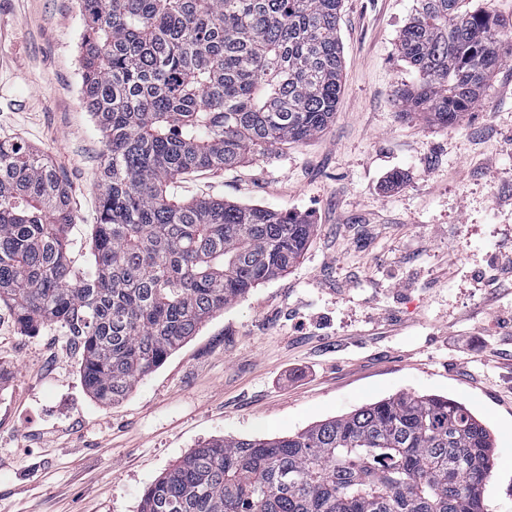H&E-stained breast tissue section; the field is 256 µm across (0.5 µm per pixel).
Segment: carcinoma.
<instances>
[{
    "instance_id": "carcinoma-1",
    "label": "carcinoma",
    "mask_w": 512,
    "mask_h": 512,
    "mask_svg": "<svg viewBox=\"0 0 512 512\" xmlns=\"http://www.w3.org/2000/svg\"><path fill=\"white\" fill-rule=\"evenodd\" d=\"M78 2L81 95L104 138L94 264H70L69 189L48 157L0 141V303L29 331L67 329L85 389L111 405L301 257L308 216L170 188L331 123L342 0ZM415 2L399 50L417 83L398 104L452 126L512 61V26L462 0ZM492 448L466 406L403 392L294 434L212 439L140 512H487Z\"/></svg>"
}]
</instances>
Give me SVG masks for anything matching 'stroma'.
Segmentation results:
<instances>
[{
	"mask_svg": "<svg viewBox=\"0 0 512 512\" xmlns=\"http://www.w3.org/2000/svg\"><path fill=\"white\" fill-rule=\"evenodd\" d=\"M414 0H343L336 115L303 144L184 175L205 197L309 216L287 272L210 318L122 401L97 402L65 329L28 335L0 306V512H139L156 478L224 436L270 438L410 392L491 430L488 512H512V63L444 128L397 106L415 74ZM78 0H0V140L69 187L75 266L91 263L103 136L80 93ZM403 181L389 187L392 174Z\"/></svg>",
	"mask_w": 512,
	"mask_h": 512,
	"instance_id": "obj_1",
	"label": "stroma"
}]
</instances>
